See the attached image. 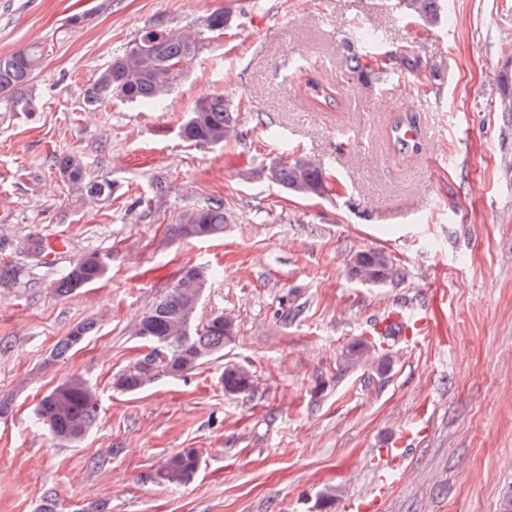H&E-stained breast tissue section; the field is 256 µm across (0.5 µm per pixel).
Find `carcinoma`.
<instances>
[{
    "label": "carcinoma",
    "instance_id": "1",
    "mask_svg": "<svg viewBox=\"0 0 512 512\" xmlns=\"http://www.w3.org/2000/svg\"><path fill=\"white\" fill-rule=\"evenodd\" d=\"M443 0H399L403 13L429 29L447 20ZM230 11L218 9L205 19V29L221 34L229 22ZM203 32L149 24L119 56L99 74L87 92V102L118 98L145 105H155L179 84L185 70L203 45ZM44 49L33 44L9 55H0V106L8 112L33 113L38 100L31 89L34 73L43 61ZM305 90L328 105L333 87L315 80L305 82ZM238 107L227 96L214 95L200 102L181 126L182 137L196 145L222 146L240 136ZM55 166L76 190L100 199L112 195V181H88L84 168L73 154L55 157ZM269 181L304 198L317 196L326 188L323 170L301 155L280 160L267 170ZM224 232V204L215 202L191 213L177 233L186 239L210 238ZM109 258L98 255L77 261L65 279L57 284L61 294H69L102 279ZM353 272L363 281H388L397 276L390 259L378 251H359ZM214 271L202 266L182 273L175 285L134 326V334L150 345V352L113 378V385L132 393L142 388L154 373L153 362L172 368L171 376H184L198 365L224 350L233 339V321L219 314L205 325L195 322L196 310ZM90 326H78L63 337L56 353L62 357L83 339ZM224 394L238 397L252 392V374L243 366L226 365L219 377ZM99 400L96 390L80 377H72L43 396L36 409L37 420L60 442H76L96 424ZM200 459L193 448H184L170 456L158 470L159 482L173 486L188 483L196 474Z\"/></svg>",
    "mask_w": 512,
    "mask_h": 512
}]
</instances>
